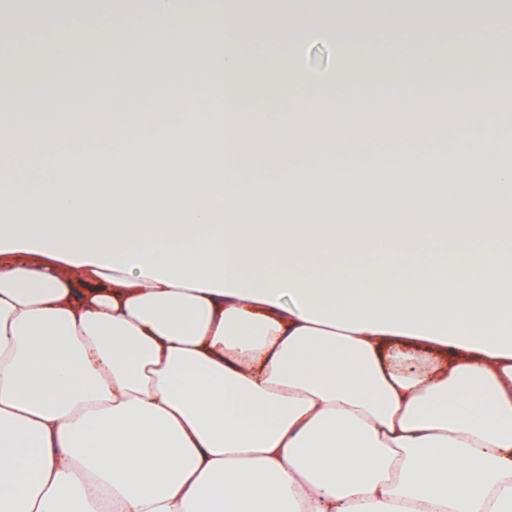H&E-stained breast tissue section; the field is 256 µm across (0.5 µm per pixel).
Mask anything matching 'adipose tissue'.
Wrapping results in <instances>:
<instances>
[{
    "label": "adipose tissue",
    "instance_id": "obj_1",
    "mask_svg": "<svg viewBox=\"0 0 512 512\" xmlns=\"http://www.w3.org/2000/svg\"><path fill=\"white\" fill-rule=\"evenodd\" d=\"M46 11L60 53L133 44L177 0H90L89 24L66 0ZM127 18L113 30V13ZM241 0H222L221 45L177 40L190 76L222 86L203 127L169 122L161 164L110 181L98 201L82 171L53 162L82 132L58 98L83 87L52 79L16 94L23 122L0 146L49 161L30 183H0V512H512V139L493 131L463 153L420 151L400 165L391 223H368L358 182L296 170L248 194L240 161L323 143L363 145L373 131L428 136L454 110L481 124L505 87L483 43L457 46L468 68L448 84L423 63L370 68L338 89L315 74L271 68L269 99L242 91ZM419 19L336 15L356 37L410 39ZM415 86L433 111L398 99ZM154 97L102 112L103 137L157 111ZM464 173L463 205L430 224L412 174ZM294 215L254 224L252 197ZM335 206L336 218L315 213ZM444 243L427 264L414 262ZM376 255L373 263L365 255ZM277 262L276 275L256 271ZM324 268L308 275L304 265Z\"/></svg>",
    "mask_w": 512,
    "mask_h": 512
}]
</instances>
